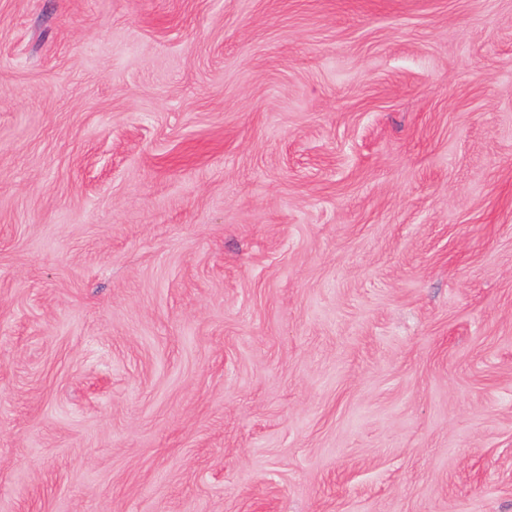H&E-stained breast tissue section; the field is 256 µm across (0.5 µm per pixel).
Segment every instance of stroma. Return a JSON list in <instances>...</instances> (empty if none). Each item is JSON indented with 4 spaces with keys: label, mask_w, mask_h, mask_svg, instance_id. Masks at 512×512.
Returning <instances> with one entry per match:
<instances>
[{
    "label": "stroma",
    "mask_w": 512,
    "mask_h": 512,
    "mask_svg": "<svg viewBox=\"0 0 512 512\" xmlns=\"http://www.w3.org/2000/svg\"><path fill=\"white\" fill-rule=\"evenodd\" d=\"M0 512H512V0H0Z\"/></svg>",
    "instance_id": "stroma-1"
}]
</instances>
